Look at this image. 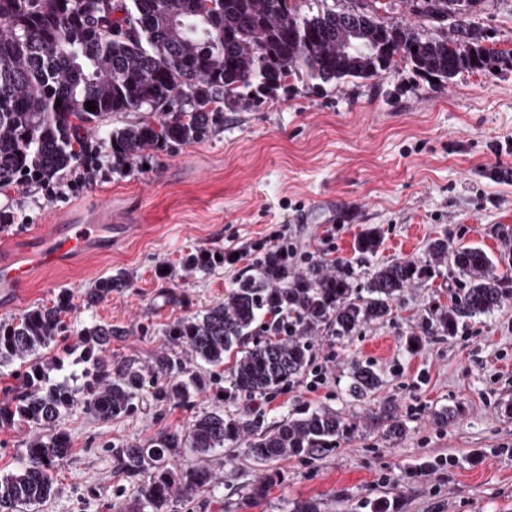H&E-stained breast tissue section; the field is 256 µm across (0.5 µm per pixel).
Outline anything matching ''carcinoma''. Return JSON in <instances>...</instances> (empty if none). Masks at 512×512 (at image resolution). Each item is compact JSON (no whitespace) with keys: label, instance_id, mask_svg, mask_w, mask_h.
I'll return each mask as SVG.
<instances>
[{"label":"carcinoma","instance_id":"1","mask_svg":"<svg viewBox=\"0 0 512 512\" xmlns=\"http://www.w3.org/2000/svg\"><path fill=\"white\" fill-rule=\"evenodd\" d=\"M421 18H456L452 38L424 37L409 26L383 21L377 13L323 9L302 14L288 0H0V190L48 186L88 158L85 132L102 129L104 117L130 110H153L162 103L178 109L156 124L146 119L106 131L101 144L122 164L136 162L150 148L201 142L224 110L240 102L262 104L292 77H307L320 89L330 83L398 73L410 65L422 74L448 80L458 73H492L512 67V54L482 44L469 14L481 0H411ZM417 51H412V47ZM92 101L95 111L86 110ZM376 228L365 229L355 248L374 253ZM435 262L446 263L463 286L449 291L448 305L431 311L430 330L452 336L464 317L489 315L512 304V276L495 274L492 258L480 247L437 238L428 247ZM222 252L198 249L184 258L192 273H209ZM288 246L253 259L224 301L184 317L168 330L170 352L153 368L163 380L155 396L177 406L202 383L183 366L181 354L228 368L224 399L272 394L312 364L307 337L325 324L338 336L387 318L391 302L414 280L431 276L432 263L405 260L373 269L364 286L355 270L339 259L288 266ZM127 285L123 273L99 278L82 293L85 307L108 300ZM67 296L26 309L0 323V368L31 360L16 374L13 404L0 421L33 424L44 433L21 451L14 471L0 475V512H25L55 491V473L69 452L62 416L81 404L109 420L134 409L146 377L134 363L112 369V325L94 323L74 331L62 319ZM283 313L287 322L275 340L246 345L265 315ZM77 336L82 346L85 387L78 391L46 380L39 355ZM382 379L371 365H356L349 387L362 397ZM385 433L397 436L404 423L386 408L375 415ZM352 431L349 420L329 410H304L262 427L223 411L192 420L182 432L163 433L145 446L116 452L120 467L141 477L133 512H162L176 487L192 492L210 483L211 471L191 466L182 474L170 467L178 448L197 455L232 448L250 435L247 452L267 464L336 447ZM271 472L254 486L243 506L264 498L276 480Z\"/></svg>","mask_w":512,"mask_h":512}]
</instances>
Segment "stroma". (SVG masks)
Instances as JSON below:
<instances>
[{
  "label": "stroma",
  "instance_id": "35a3bbf8",
  "mask_svg": "<svg viewBox=\"0 0 512 512\" xmlns=\"http://www.w3.org/2000/svg\"><path fill=\"white\" fill-rule=\"evenodd\" d=\"M312 14L377 6L387 22L411 25L423 36L451 35L452 20L427 21L409 0H293ZM470 20L487 47L512 53V0H483ZM83 182L63 194L31 186L0 192V209L13 224L0 231V258L28 262L37 227L108 220L140 212L141 223L125 241L92 242L85 252L54 266L31 269L21 306L0 308V322L24 307L72 296L67 315L74 328L111 324L112 363L136 362L152 371L168 348L166 331L181 317L223 300L251 269V256L232 258L241 243L270 249V235L288 227L310 257L351 263L359 280L392 261H428L430 240L448 237L476 245L497 258L498 272L512 269V246L501 227H512V69L463 71L438 83L411 66L398 74L327 85L316 91L289 80L287 90L261 107L239 104L203 142L145 151L133 166L111 158L81 166ZM352 210L326 240L322 214ZM377 228L375 254L355 250L359 234ZM198 248L226 257L207 276L187 271L183 257ZM125 273L127 287L85 308L81 294L100 277ZM462 280L445 264L427 282L405 288L391 315L344 337L327 328L312 334L313 363L326 381L309 390L305 372L270 396L222 401L225 366L189 362L206 384L183 406L156 399L145 389L134 410L103 420L75 406L60 421L71 453L57 472V491L28 512H119L138 496L139 481L124 473L119 448L146 445L164 432L221 409L263 414L272 423L293 410L330 408L353 425L335 449L275 463L280 476L250 512H294L298 502H318L320 512H512V305L463 319L452 336L428 330L430 309L448 303ZM75 350L53 347L42 363L51 380L79 388L85 379ZM382 376L367 398L354 397V363ZM390 405L405 423L385 435L372 414ZM447 424H440L441 414ZM447 464L435 465L437 456ZM184 464L213 473L210 486L174 492L165 512H241L239 504L265 475L266 465L239 446L233 458L217 452L184 453Z\"/></svg>",
  "mask_w": 512,
  "mask_h": 512
}]
</instances>
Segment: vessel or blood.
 Masks as SVG:
<instances>
[{"mask_svg":"<svg viewBox=\"0 0 512 512\" xmlns=\"http://www.w3.org/2000/svg\"><path fill=\"white\" fill-rule=\"evenodd\" d=\"M107 236L118 239L122 233L102 224H55L38 232L39 247L33 257L37 262L53 264L62 256L83 252L90 241ZM29 277L28 264L0 262V296L19 304Z\"/></svg>","mask_w":512,"mask_h":512,"instance_id":"b4317fda","label":"vessel or blood"}]
</instances>
